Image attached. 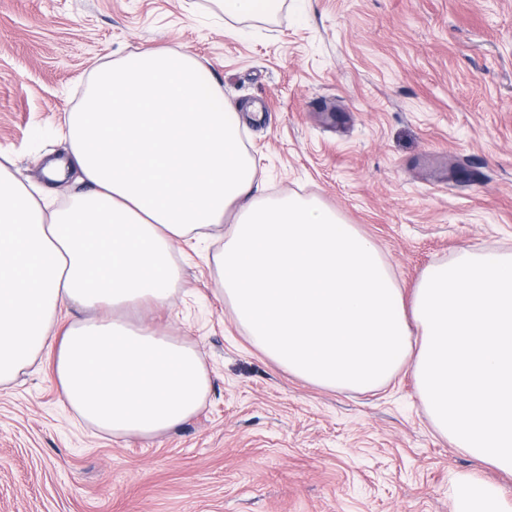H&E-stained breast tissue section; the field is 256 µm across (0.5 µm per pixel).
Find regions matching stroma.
Returning <instances> with one entry per match:
<instances>
[{"instance_id":"35a3bbf8","label":"stroma","mask_w":512,"mask_h":512,"mask_svg":"<svg viewBox=\"0 0 512 512\" xmlns=\"http://www.w3.org/2000/svg\"><path fill=\"white\" fill-rule=\"evenodd\" d=\"M197 59L241 117L256 200L335 211L378 246L405 297L466 252H512V0H0V163L63 205L87 192L60 134L92 73L145 48ZM236 207L180 263L164 308L128 322L202 353L197 414L150 438L96 433L51 360L0 389V512H452L466 476H512L434 428L411 366L335 391L254 347L211 256ZM224 16L230 18H260L275 13L279 0H219Z\"/></svg>"}]
</instances>
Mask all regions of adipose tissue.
<instances>
[{"mask_svg":"<svg viewBox=\"0 0 512 512\" xmlns=\"http://www.w3.org/2000/svg\"><path fill=\"white\" fill-rule=\"evenodd\" d=\"M69 161L90 191L44 214L0 166V388L43 354L60 396L117 440L190 419L208 391L198 350L130 326L181 284L179 243L241 209L213 263L252 344L323 388L370 390L411 364L435 428L512 473V252L429 269L412 302L378 248L335 212L296 197L251 201L255 164L235 113L193 57L145 49L99 68L67 119ZM66 303L89 311L52 335ZM453 512H512L502 488L468 477Z\"/></svg>","mask_w":512,"mask_h":512,"instance_id":"adipose-tissue-1","label":"adipose tissue"}]
</instances>
